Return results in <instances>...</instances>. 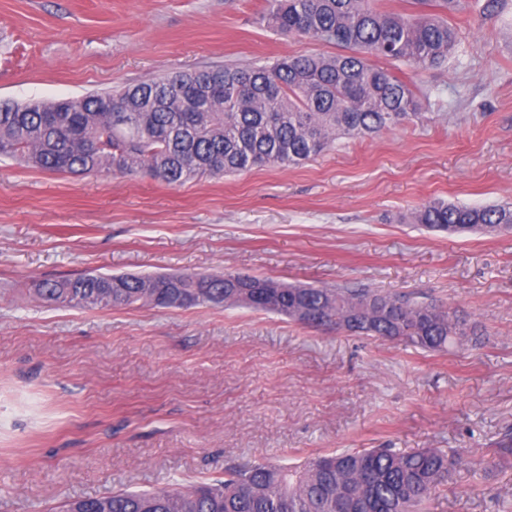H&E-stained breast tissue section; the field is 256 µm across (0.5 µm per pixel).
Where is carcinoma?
Listing matches in <instances>:
<instances>
[{
	"label": "carcinoma",
	"mask_w": 512,
	"mask_h": 512,
	"mask_svg": "<svg viewBox=\"0 0 512 512\" xmlns=\"http://www.w3.org/2000/svg\"><path fill=\"white\" fill-rule=\"evenodd\" d=\"M265 0L263 17L284 38H312L342 52L286 55L263 64L176 72L112 93L0 105V155L57 174L146 175L170 186L254 167L301 165L336 140L377 137L421 122L428 93L375 57L421 69L448 64L460 45L449 18L471 0ZM432 230L512 224V205L473 208L432 200L412 213ZM48 305L91 309L247 307L315 330L344 331L441 352L478 336L439 300L367 288H316L243 277L84 273L44 279ZM462 464L455 452L351 448L299 466L247 461L209 484L120 489L77 497L55 512H422Z\"/></svg>",
	"instance_id": "cac0c4a2"
}]
</instances>
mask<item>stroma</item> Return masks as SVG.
<instances>
[{
	"label": "stroma",
	"mask_w": 512,
	"mask_h": 512,
	"mask_svg": "<svg viewBox=\"0 0 512 512\" xmlns=\"http://www.w3.org/2000/svg\"><path fill=\"white\" fill-rule=\"evenodd\" d=\"M264 0H0V103L335 46L276 35ZM447 66L393 63L427 118L297 167L172 187L0 156V512L207 482L343 448L457 449L425 512L512 508V230L431 231L433 199L512 204V0L453 17ZM260 275L421 293L483 331L445 352L247 308L49 306L46 277Z\"/></svg>",
	"instance_id": "stroma-1"
}]
</instances>
